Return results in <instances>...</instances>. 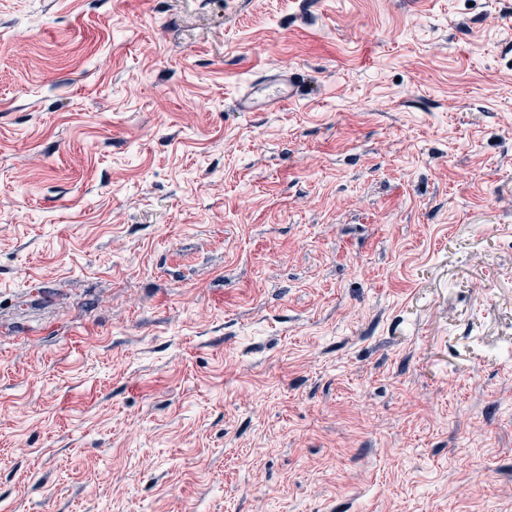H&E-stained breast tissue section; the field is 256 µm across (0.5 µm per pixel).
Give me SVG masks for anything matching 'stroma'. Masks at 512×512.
<instances>
[{
    "label": "stroma",
    "mask_w": 512,
    "mask_h": 512,
    "mask_svg": "<svg viewBox=\"0 0 512 512\" xmlns=\"http://www.w3.org/2000/svg\"><path fill=\"white\" fill-rule=\"evenodd\" d=\"M0 512H512V0H0ZM299 83L294 74L286 71L268 73L246 89L234 100L239 112H256L279 106L294 100L298 95Z\"/></svg>",
    "instance_id": "obj_1"
}]
</instances>
